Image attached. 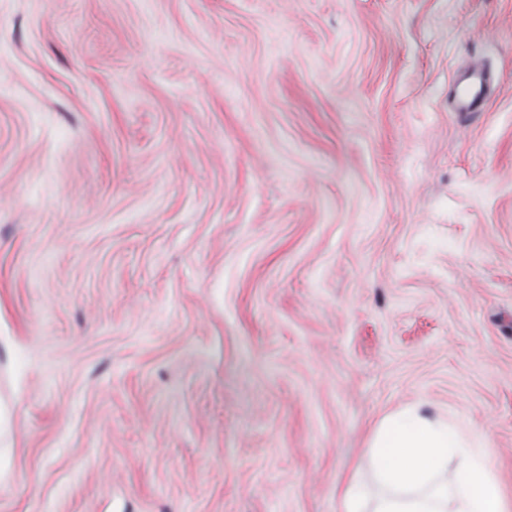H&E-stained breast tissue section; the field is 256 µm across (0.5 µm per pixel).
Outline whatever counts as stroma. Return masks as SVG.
Returning <instances> with one entry per match:
<instances>
[{"label": "stroma", "instance_id": "stroma-1", "mask_svg": "<svg viewBox=\"0 0 512 512\" xmlns=\"http://www.w3.org/2000/svg\"><path fill=\"white\" fill-rule=\"evenodd\" d=\"M407 404L512 493V0H0V512H340ZM464 74L469 76L465 79L461 87L456 111L480 112L486 101L485 76L474 72H464Z\"/></svg>", "mask_w": 512, "mask_h": 512}]
</instances>
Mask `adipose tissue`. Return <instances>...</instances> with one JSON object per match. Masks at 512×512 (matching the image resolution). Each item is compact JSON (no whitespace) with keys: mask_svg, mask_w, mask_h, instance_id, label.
<instances>
[{"mask_svg":"<svg viewBox=\"0 0 512 512\" xmlns=\"http://www.w3.org/2000/svg\"><path fill=\"white\" fill-rule=\"evenodd\" d=\"M485 441L417 405L385 414L367 440L369 471H355L341 490V512H512V498L479 453Z\"/></svg>","mask_w":512,"mask_h":512,"instance_id":"ef3b65f1","label":"adipose tissue"}]
</instances>
